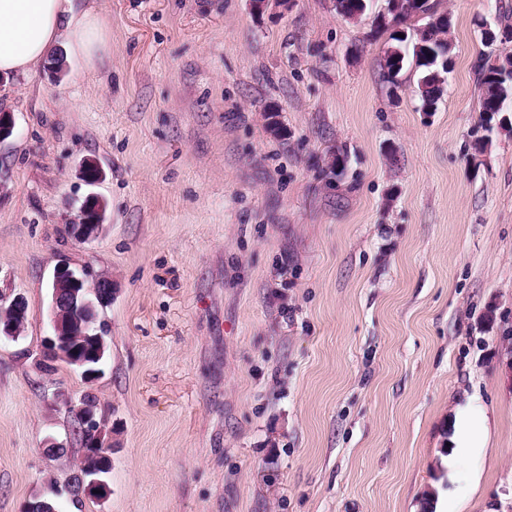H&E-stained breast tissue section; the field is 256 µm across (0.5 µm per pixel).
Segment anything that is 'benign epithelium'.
<instances>
[{"label": "benign epithelium", "mask_w": 512, "mask_h": 512, "mask_svg": "<svg viewBox=\"0 0 512 512\" xmlns=\"http://www.w3.org/2000/svg\"><path fill=\"white\" fill-rule=\"evenodd\" d=\"M293 3L294 0H249L250 9L257 16L273 10L280 14L285 13ZM479 29L481 40L493 48L504 74L512 75V43L505 39H495L492 23L487 20H481ZM69 227L75 241L87 243L100 235L103 223L87 224L80 220L69 224ZM66 283L70 285L66 304L70 309L82 312L86 320L79 334L91 338L97 346V357H102L104 339L103 332L97 326L98 310L112 301V279L99 276L90 282L85 270L60 266L54 269L50 280L52 294L46 323L47 335L43 340L40 362L62 361L81 369L82 377L93 381L95 376L101 375V368L90 366L88 361L78 357L77 349L70 346L71 331L63 330L64 311L61 309L58 288ZM75 415L81 439L93 449L89 453L92 461L77 474L78 484L84 494L95 492L101 496L106 490V481L103 479L106 468L103 461L112 448V430L106 428L104 420L97 418V410L86 404L78 407Z\"/></svg>", "instance_id": "1"}]
</instances>
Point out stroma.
Here are the masks:
<instances>
[{
    "label": "stroma",
    "mask_w": 512,
    "mask_h": 512,
    "mask_svg": "<svg viewBox=\"0 0 512 512\" xmlns=\"http://www.w3.org/2000/svg\"><path fill=\"white\" fill-rule=\"evenodd\" d=\"M384 5L74 0L110 31L102 65L59 48L62 74L0 83V299L27 307L0 342V512L51 484L62 512H512V120L480 126L474 72L512 0H442L434 112L412 70L391 95ZM64 264L114 288L90 383L36 364ZM87 392L103 500L70 492ZM98 209V205L93 202L86 209V215L88 216V220L95 221L99 214L101 216L100 222L95 224H86L82 219H79L78 222H73L69 224L71 236L72 238L80 243H87L95 240L103 230V221L104 216L102 215V208L99 209V214L95 212V209Z\"/></svg>",
    "instance_id": "1"
}]
</instances>
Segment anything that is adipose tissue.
Here are the masks:
<instances>
[{"label": "adipose tissue", "mask_w": 512, "mask_h": 512, "mask_svg": "<svg viewBox=\"0 0 512 512\" xmlns=\"http://www.w3.org/2000/svg\"><path fill=\"white\" fill-rule=\"evenodd\" d=\"M108 34L94 9L74 14L72 0H0V73L32 76L56 46L96 65Z\"/></svg>", "instance_id": "1"}]
</instances>
